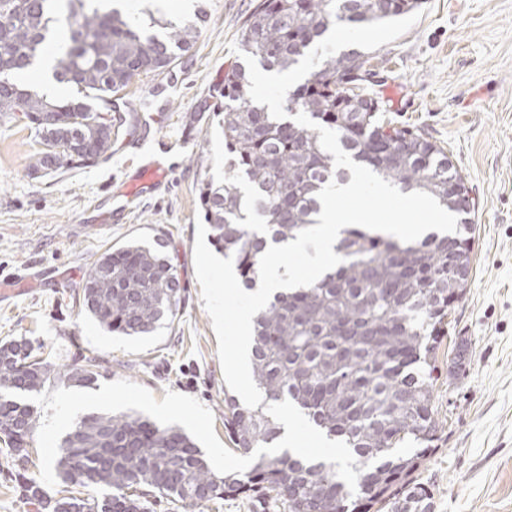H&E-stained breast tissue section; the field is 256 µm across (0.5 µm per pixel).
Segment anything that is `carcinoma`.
<instances>
[{
	"instance_id": "obj_1",
	"label": "carcinoma",
	"mask_w": 512,
	"mask_h": 512,
	"mask_svg": "<svg viewBox=\"0 0 512 512\" xmlns=\"http://www.w3.org/2000/svg\"><path fill=\"white\" fill-rule=\"evenodd\" d=\"M422 0H262L241 36L247 61L282 74L311 54L318 63L286 94L288 115L272 112L255 95L242 63L224 76V108L217 113L229 155L224 184H201L208 240L234 258L247 288L259 279L268 242L296 239L318 224L317 193L346 181L320 133L291 116L303 112L339 134L342 149L401 192L425 191L459 216L451 235L405 243L360 226L341 232L343 261L314 284L273 296L253 318L251 369L266 402L291 401L329 439L346 442L358 472L350 492L336 464L307 462L285 449L262 454L244 474L213 473L197 443L174 426L138 414L92 413L78 419L61 443L56 463L62 489L51 495L27 477V446L36 429L34 407L19 395L38 393L50 379L88 386L99 375L95 356L64 371L33 354L25 339L0 344V442L7 447L23 496L43 512H146L154 494L185 512L259 491L283 512H432L431 494L414 477L438 441L433 405L436 351L459 281L448 243L472 263L471 211L448 196L446 179L465 178L448 154L422 134L391 126L380 101L354 76L368 55L333 49L337 27L364 30L393 25ZM206 14L172 20L146 8L130 17L113 0H0V118L20 114L44 149L31 169H47L51 150L61 166L85 167L83 152L100 161L126 123L116 101L141 75L170 71L195 45ZM60 58L53 78L70 87L56 99L19 81L48 48ZM181 303L175 270L159 252L138 242L108 249L88 271L82 307L100 326L146 336L173 322ZM224 428L249 453L277 441L281 428L264 405L247 407L224 394ZM106 487L101 499L81 490Z\"/></svg>"
}]
</instances>
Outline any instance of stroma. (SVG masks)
I'll list each match as a JSON object with an SVG mask.
<instances>
[{
	"label": "stroma",
	"mask_w": 512,
	"mask_h": 512,
	"mask_svg": "<svg viewBox=\"0 0 512 512\" xmlns=\"http://www.w3.org/2000/svg\"><path fill=\"white\" fill-rule=\"evenodd\" d=\"M258 0H162L171 17L207 21L175 69L179 81L134 79L133 128L110 158L80 169L33 172L39 139L24 119L0 118V342L26 338L54 367L90 351L102 361L93 390L128 380L156 399H198L224 436L218 340L194 262L201 180H224V137L215 115L224 74L242 61L240 39ZM370 55L367 87L393 126L443 147L467 181L475 211L465 298L448 317L437 353V449L417 475L433 512H512V0H426L393 26L337 29ZM162 161L165 186L146 191L112 222L111 193L137 167ZM158 244L176 269L182 304L174 328L149 336L109 332L84 312L82 283L108 248Z\"/></svg>",
	"instance_id": "1"
}]
</instances>
